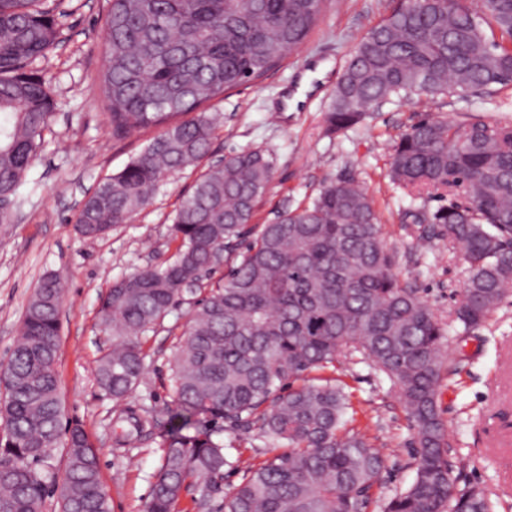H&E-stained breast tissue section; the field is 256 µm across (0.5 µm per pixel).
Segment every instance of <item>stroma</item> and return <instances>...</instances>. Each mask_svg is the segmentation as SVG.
I'll return each instance as SVG.
<instances>
[{
	"label": "stroma",
	"instance_id": "stroma-1",
	"mask_svg": "<svg viewBox=\"0 0 512 512\" xmlns=\"http://www.w3.org/2000/svg\"><path fill=\"white\" fill-rule=\"evenodd\" d=\"M398 0H336L322 15L304 47L288 56L259 83L241 86L212 101L209 111L218 130L203 166L258 149L271 160L273 178L263 195L256 223L274 220L283 208L314 197L323 182L353 178L375 200L387 242L398 256L401 276L412 275L421 296L436 315L448 319L456 289L464 278L459 259L443 254V244L416 246V227L400 221L408 190L387 177L388 158L399 133L429 113L455 123L478 116L512 124V86H493L483 98L420 96L368 113L355 128L325 131L330 95L354 43L396 7ZM105 0H72L63 20L65 41L42 61L53 76L58 106L45 144L19 190L22 203L7 233L0 235V364L7 362L18 335L25 305L44 274H55L64 287L60 310V389L68 419L81 422L97 450L112 512H145L162 464L160 439L116 446L111 428L113 403L94 381L97 359L113 337L98 325L102 298L112 283L136 270L158 266L173 255L169 227L180 198L190 192L196 170L167 178L152 203L106 237L89 241L75 229L84 199L97 184L119 172L143 148L146 138L112 139L105 124L103 98ZM304 93L302 107L282 109L286 92ZM189 318L178 304L164 326L143 339L147 372L127 401L126 410H150L166 425L173 400L169 360L175 333ZM459 374L444 381L439 405L453 435L458 484L477 483L498 499V512H512V297L470 339ZM352 394L357 426L368 427L386 459L384 496L405 489L411 467L413 432L390 382L364 363L338 371ZM229 460L222 490L198 506L196 490L185 492L183 512H224V494L244 476L240 464L269 458L258 429L224 427L220 433Z\"/></svg>",
	"mask_w": 512,
	"mask_h": 512
}]
</instances>
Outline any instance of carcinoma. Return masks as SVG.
Here are the masks:
<instances>
[{
	"label": "carcinoma",
	"instance_id": "1",
	"mask_svg": "<svg viewBox=\"0 0 512 512\" xmlns=\"http://www.w3.org/2000/svg\"><path fill=\"white\" fill-rule=\"evenodd\" d=\"M326 0H110L104 18V97L109 132L123 140L158 128L143 150L100 182L76 218L87 240L107 235L152 200L171 174L202 160L216 131L202 107L253 83L299 51ZM400 0L347 56L325 115L343 131L393 98H480L512 85V0ZM495 23L508 43L489 39ZM48 0H0V227L12 223L19 188L43 146L55 108L51 81L36 66L61 43ZM392 182L438 198L434 211L408 210L425 224L420 241L459 246L465 278L443 322L415 283L395 271L372 195L358 181L324 184L317 196L254 223L272 179L259 150L229 156L197 178L175 209L178 242L164 266L112 284L100 325L112 348L97 360L103 396L119 405L142 382L141 339L171 309L191 306L170 361L175 397L161 433L164 457L146 512H182L183 491L199 504L218 490L228 465L224 441L200 418L259 426L283 448L224 495V512H495L476 485L457 486L452 438L438 405L456 367L443 354L512 296V125L474 118L455 124L428 115L401 133ZM63 288L42 277L24 309L20 336L0 367V512H43L48 483L59 512H111L99 458L78 422L62 429L59 311ZM393 385L414 437V476L383 499L385 460L366 432L336 365L356 356ZM116 444L142 438L149 412L116 410ZM66 434L61 478L40 466Z\"/></svg>",
	"mask_w": 512,
	"mask_h": 512
}]
</instances>
